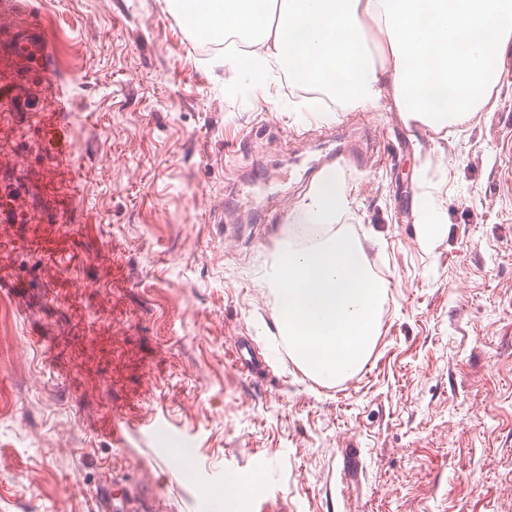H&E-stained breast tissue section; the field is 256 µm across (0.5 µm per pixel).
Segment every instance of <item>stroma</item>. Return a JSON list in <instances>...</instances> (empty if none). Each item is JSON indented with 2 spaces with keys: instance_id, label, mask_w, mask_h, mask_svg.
I'll use <instances>...</instances> for the list:
<instances>
[{
  "instance_id": "stroma-1",
  "label": "stroma",
  "mask_w": 512,
  "mask_h": 512,
  "mask_svg": "<svg viewBox=\"0 0 512 512\" xmlns=\"http://www.w3.org/2000/svg\"><path fill=\"white\" fill-rule=\"evenodd\" d=\"M55 24L58 111L0 77V512H512V78L436 133L381 107L286 111L164 0H28ZM347 145L335 227L387 282L365 367L288 354L261 282L308 244L311 162ZM432 196L444 234L420 244ZM270 369H241L238 339Z\"/></svg>"
}]
</instances>
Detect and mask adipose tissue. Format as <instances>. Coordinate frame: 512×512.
<instances>
[{"label":"adipose tissue","instance_id":"ef3b65f1","mask_svg":"<svg viewBox=\"0 0 512 512\" xmlns=\"http://www.w3.org/2000/svg\"><path fill=\"white\" fill-rule=\"evenodd\" d=\"M251 83L291 74L353 109L387 100L439 132L483 108L512 67V0H165Z\"/></svg>","mask_w":512,"mask_h":512}]
</instances>
